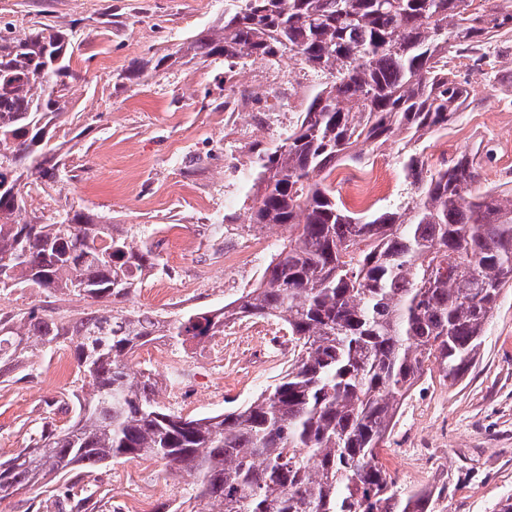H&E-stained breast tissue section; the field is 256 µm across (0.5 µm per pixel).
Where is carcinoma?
<instances>
[{
  "label": "carcinoma",
  "instance_id": "obj_1",
  "mask_svg": "<svg viewBox=\"0 0 512 512\" xmlns=\"http://www.w3.org/2000/svg\"><path fill=\"white\" fill-rule=\"evenodd\" d=\"M512 30V0H230L224 18L144 62L178 68L221 58L289 57L321 77L297 123L255 160L249 221L286 226L262 278L217 309L167 320L150 311L63 317L34 306L0 311V379L33 377L31 359L73 350L82 390L48 416L0 469V502L70 477L50 512H96L74 487L115 460L151 458L192 478L197 512H432L435 493L401 487L380 460L402 401L436 367L457 383L475 366L485 327L512 284V195L479 182L462 153L427 168L419 144L459 118L468 90L448 59ZM71 29L0 33V295L128 300L157 268L145 230L66 205L29 215L31 191L59 190L70 112ZM396 140L406 191L352 212L328 182L336 166ZM277 319L297 350L269 390L202 418L155 399L156 374L130 357L175 347L243 319ZM70 413L57 425L55 415Z\"/></svg>",
  "mask_w": 512,
  "mask_h": 512
}]
</instances>
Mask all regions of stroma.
Segmentation results:
<instances>
[{
    "mask_svg": "<svg viewBox=\"0 0 512 512\" xmlns=\"http://www.w3.org/2000/svg\"><path fill=\"white\" fill-rule=\"evenodd\" d=\"M227 0H0V27L21 32L55 21L73 29L72 64L85 80L73 89L76 128L61 127L70 179L60 193L35 198L38 214L70 204L111 217L123 227L149 231L166 280L157 297L155 275L126 302L174 319L206 306L219 308L256 285L287 228H250L253 162L295 125L316 74L296 62L248 59L191 63L115 84L132 62L177 48L223 17ZM495 63L469 57L460 70L469 97L454 127L421 144L429 169L462 152L481 160V183L512 188V34L497 39ZM504 78L489 81L488 69ZM252 109L237 111L240 97ZM447 152H440V142ZM263 239L266 251L254 250ZM237 261L225 266L224 249ZM197 341L173 349L185 366L183 400L168 398L159 374L156 398L183 415L204 417L242 406L275 384L287 370L276 338L247 346L224 344V370L215 372L197 354ZM35 375L0 383V461L24 448L47 400L75 385L73 354L64 348L34 358ZM382 460L401 462L394 474L404 486L437 489L434 512H498L512 498V287L504 290L485 329L478 363L450 384L429 373L400 405ZM114 512H143L161 505L191 512L187 475L149 459L113 463L88 475Z\"/></svg>",
    "mask_w": 512,
    "mask_h": 512,
    "instance_id": "obj_1",
    "label": "stroma"
}]
</instances>
